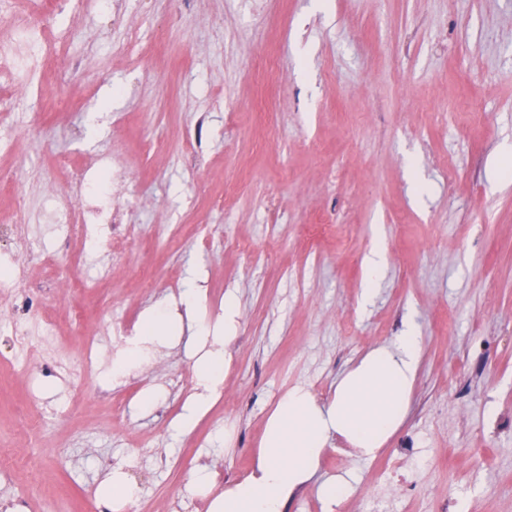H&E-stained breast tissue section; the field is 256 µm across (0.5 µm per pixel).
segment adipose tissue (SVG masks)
<instances>
[{
    "mask_svg": "<svg viewBox=\"0 0 512 512\" xmlns=\"http://www.w3.org/2000/svg\"><path fill=\"white\" fill-rule=\"evenodd\" d=\"M200 294V286L191 284L181 298V316L165 302L148 307L136 340L140 346L166 343L168 322L181 317L191 345L212 344V351L195 362L199 391L184 407L185 428L208 409L223 383L230 363L226 346L235 330V295H226L223 317L206 324L195 316ZM420 350L412 335L371 350L337 380L333 397L326 401L317 400L302 385L289 389L268 417L251 471L214 498L209 512H285L317 475L321 456L335 439L348 443L361 457L375 458L405 421Z\"/></svg>",
    "mask_w": 512,
    "mask_h": 512,
    "instance_id": "ef3b65f1",
    "label": "adipose tissue"
}]
</instances>
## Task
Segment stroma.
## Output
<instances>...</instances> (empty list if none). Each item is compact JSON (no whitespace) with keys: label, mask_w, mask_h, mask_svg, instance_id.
Returning <instances> with one entry per match:
<instances>
[{"label":"stroma","mask_w":512,"mask_h":512,"mask_svg":"<svg viewBox=\"0 0 512 512\" xmlns=\"http://www.w3.org/2000/svg\"><path fill=\"white\" fill-rule=\"evenodd\" d=\"M32 18L71 28L82 65L7 107L0 170L34 207L24 242L0 225V264H25L45 290V252H85L62 275L85 283L90 311L74 328L71 295L36 310L0 292V448L38 461L0 480V506L124 512L117 470L146 512L181 494L208 512L250 471L288 389L329 399L410 329L421 358L405 422L376 458L327 448L321 475L353 476L346 512H512V154L497 151L512 138V0H115L107 14L89 0ZM270 54L271 77L258 68ZM62 153L125 224L70 235ZM192 276L200 321L230 290L238 314L224 393L184 429L198 391L185 340L146 346L122 377L112 365L130 321ZM91 338L79 396L67 372ZM105 389L127 397L122 421ZM203 466L223 480L197 484Z\"/></svg>","instance_id":"35a3bbf8"}]
</instances>
